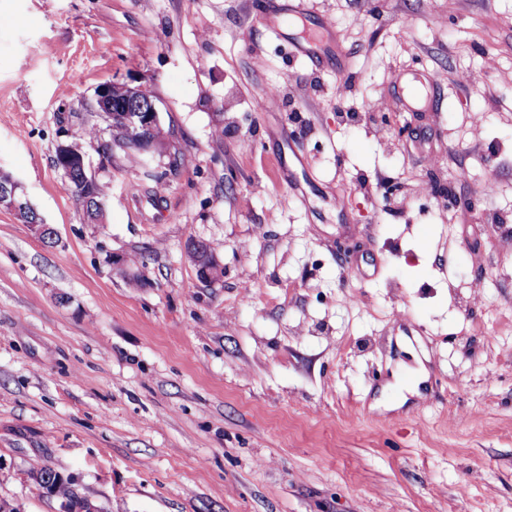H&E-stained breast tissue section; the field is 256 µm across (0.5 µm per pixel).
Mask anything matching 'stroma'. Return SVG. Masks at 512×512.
Wrapping results in <instances>:
<instances>
[{
  "instance_id": "stroma-1",
  "label": "stroma",
  "mask_w": 512,
  "mask_h": 512,
  "mask_svg": "<svg viewBox=\"0 0 512 512\" xmlns=\"http://www.w3.org/2000/svg\"><path fill=\"white\" fill-rule=\"evenodd\" d=\"M263 2L0 0V171L55 233L0 208V501L58 512L38 465L100 512H512V0H313L321 71ZM112 81L156 104L149 162L102 151ZM319 42L320 48L315 44ZM294 48L298 54L305 56L310 59L314 67L320 69L326 65L339 60L342 57V52L337 43L333 38L318 41L316 38L306 39L305 42L296 43ZM56 167L61 170L68 182V186L76 181H89L87 163L81 147L72 142H63L56 148ZM77 175L78 178L76 177ZM78 182V183H79ZM77 199L82 203L86 215L91 223H95L103 215V208L108 195V187L97 181L88 182V186L80 188L75 184L71 188ZM89 198V200H86ZM103 206V208L101 207Z\"/></svg>"
}]
</instances>
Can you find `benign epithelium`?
<instances>
[{
	"label": "benign epithelium",
	"instance_id": "benign-epithelium-1",
	"mask_svg": "<svg viewBox=\"0 0 512 512\" xmlns=\"http://www.w3.org/2000/svg\"><path fill=\"white\" fill-rule=\"evenodd\" d=\"M88 109L109 123V129L114 137L126 139H143L142 131L159 125L158 112L154 101L131 104L123 109H114L111 84L100 85L94 98L88 104ZM56 167L61 170L67 182L86 181L87 163L81 147L72 142H63L56 148ZM9 208L17 213L33 210L29 201L24 197L21 185L12 177L0 174V207ZM192 257L198 267L201 279L211 281V271L216 264L209 249L200 246L192 252Z\"/></svg>",
	"mask_w": 512,
	"mask_h": 512
}]
</instances>
